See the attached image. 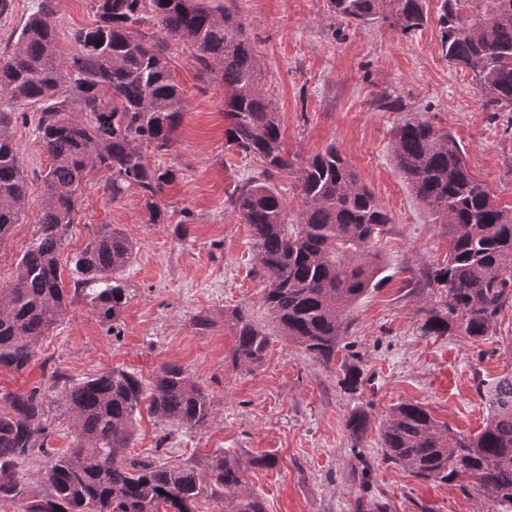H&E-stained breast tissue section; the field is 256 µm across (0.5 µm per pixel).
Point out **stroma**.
Wrapping results in <instances>:
<instances>
[{
	"label": "stroma",
	"instance_id": "obj_1",
	"mask_svg": "<svg viewBox=\"0 0 512 512\" xmlns=\"http://www.w3.org/2000/svg\"><path fill=\"white\" fill-rule=\"evenodd\" d=\"M246 26L264 65L263 91L277 108L289 153L308 158L336 145L360 181L392 218L373 242L384 269L347 316L349 328L333 360L322 362L283 337L270 338L262 365L235 366L239 310L266 324L264 285L253 276L251 234L230 207L243 183L261 177L255 158L224 139V84L194 61L192 48L170 42L171 74L182 90V120L170 151L147 149L146 160L173 176L159 203L165 221H148L137 189L118 198L94 173L80 199L62 254L70 261L99 225L119 227L136 246L122 280L128 301L105 323L87 296L75 297L39 344L25 370L0 367V394L26 395L58 377L60 385L119 367L149 383L166 364L182 366L211 400L198 430L140 412L126 458L186 462L206 472L217 452L249 463V481L266 512H501L474 487L422 481L385 461L380 430L391 408L411 401L465 434L477 433L488 407L478 388L512 372V306L488 336H426V306L439 289L421 287L425 268L448 259V235L432 223L391 155L393 132L415 118L451 132L474 178L512 208V114L492 112L468 68L449 64L437 25L441 0H424L428 21L408 33L377 21L340 23L329 0H223ZM58 42L72 52V30L94 26L91 0H52ZM28 182L23 220L0 243V282L11 279L36 238L49 167L30 104L11 107ZM208 316L198 330L195 318ZM360 373L344 388L347 367ZM355 413L366 427L354 435ZM279 464L256 466L264 456Z\"/></svg>",
	"mask_w": 512,
	"mask_h": 512
}]
</instances>
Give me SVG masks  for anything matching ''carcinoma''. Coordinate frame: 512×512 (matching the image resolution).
Wrapping results in <instances>:
<instances>
[{
	"label": "carcinoma",
	"instance_id": "cac0c4a2",
	"mask_svg": "<svg viewBox=\"0 0 512 512\" xmlns=\"http://www.w3.org/2000/svg\"><path fill=\"white\" fill-rule=\"evenodd\" d=\"M50 3L39 0L13 50L0 55V102L37 106L38 137L50 158L38 237L19 257L12 279L0 283V366L21 371L35 359L67 311L64 277L76 289L93 285L89 303L105 322L115 321L127 302L121 274L134 245L120 229L101 225L67 272L60 255L94 171L107 176L114 199L137 188L148 222L160 223L159 194L172 171L150 166L144 150H170L181 119V90L166 56L171 40L193 47L195 61L224 81L227 142L259 158L264 175L292 177L301 199L297 223L290 224L285 200L267 181L254 179L232 195L236 217L251 231L268 324L232 312L231 361L260 366L273 331L314 358L331 360L348 329L350 306L383 269L372 240L391 217L336 146L290 160L244 24L209 0H93L96 25L72 33L76 51L65 58ZM330 7L343 23L382 19L403 33L426 21L423 0H330ZM146 15L157 31L130 32ZM437 23L445 57L472 71L486 107L512 112V0H442ZM13 120L0 110V240L21 223L27 199ZM391 150L418 202L448 233V260L428 276V286L444 289L445 300L425 309L423 333L481 338L512 304V209L472 177L447 132L407 119L396 128ZM54 389L0 395V503L20 496L17 477L33 454L49 458L38 475L46 492L19 501L15 512H198L199 501L216 496L224 512H265L250 489L248 466L236 457H214L206 475L174 461L123 458L144 402L173 424H206L209 395L182 367H161L147 391L120 368L58 395ZM480 394L490 414L473 435L439 422L422 404L393 406L380 434L384 460L422 480L471 479L483 500L512 508V374ZM53 405L64 409L73 428V447L61 452L47 447Z\"/></svg>",
	"mask_w": 512,
	"mask_h": 512
}]
</instances>
